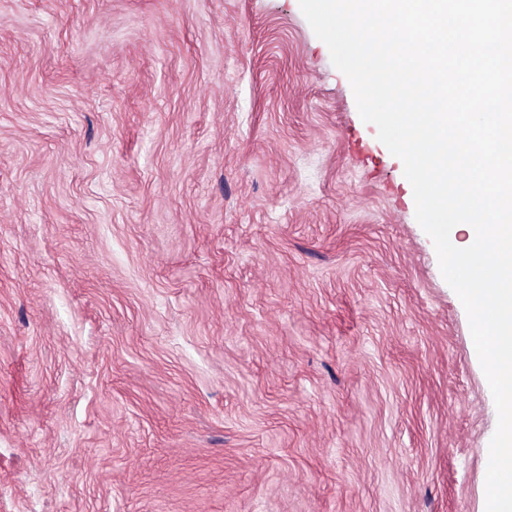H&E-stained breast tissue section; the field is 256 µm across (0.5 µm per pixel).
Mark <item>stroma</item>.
Listing matches in <instances>:
<instances>
[{
    "label": "stroma",
    "mask_w": 512,
    "mask_h": 512,
    "mask_svg": "<svg viewBox=\"0 0 512 512\" xmlns=\"http://www.w3.org/2000/svg\"><path fill=\"white\" fill-rule=\"evenodd\" d=\"M496 426L299 0H0V512H486Z\"/></svg>",
    "instance_id": "obj_1"
}]
</instances>
